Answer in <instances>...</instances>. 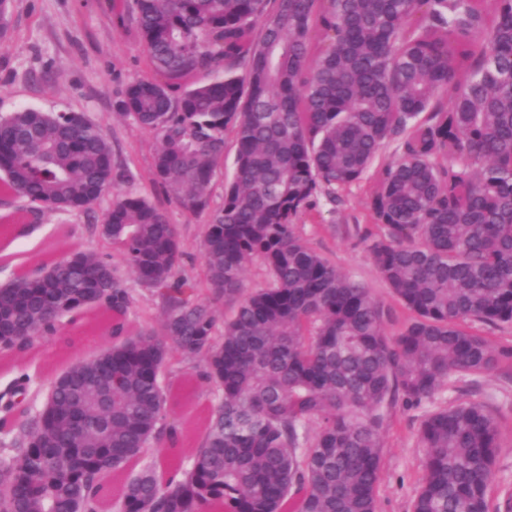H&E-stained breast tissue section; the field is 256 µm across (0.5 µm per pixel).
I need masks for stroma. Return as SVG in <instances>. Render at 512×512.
Here are the masks:
<instances>
[{
  "label": "stroma",
  "instance_id": "35a3bbf8",
  "mask_svg": "<svg viewBox=\"0 0 512 512\" xmlns=\"http://www.w3.org/2000/svg\"><path fill=\"white\" fill-rule=\"evenodd\" d=\"M104 0H17L12 16L13 37L0 47V113L22 107L46 112L70 109L85 112L98 121L112 141L116 155L134 161L137 178L134 193L164 205L183 242L180 266L200 268L207 215L186 211L166 199L150 172L157 146L154 135L136 125L113 119L114 103L125 86L145 74L144 48L112 29ZM375 175L341 192L338 202L318 196L315 207L298 224L300 234L317 252L327 257L352 279L365 284L385 303L393 298L379 276L365 237L374 227L367 201ZM63 219L48 216L32 234L17 233L18 215L0 212V281L15 273L30 272L65 253L89 251L99 246L86 220L76 233L61 238L56 228ZM71 345L38 339L24 363L35 380L67 369L73 362L99 353L109 342L106 312L96 308L67 324ZM169 406L191 438H198L210 409L204 387L174 381ZM445 400L479 402L497 419L500 447L495 470L497 481L512 486V367L461 382L444 394ZM419 411L395 407L382 436V478L378 488L379 512H411V501L421 478V452L416 442Z\"/></svg>",
  "mask_w": 512,
  "mask_h": 512
}]
</instances>
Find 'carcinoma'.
Instances as JSON below:
<instances>
[{
	"label": "carcinoma",
	"mask_w": 512,
	"mask_h": 512,
	"mask_svg": "<svg viewBox=\"0 0 512 512\" xmlns=\"http://www.w3.org/2000/svg\"><path fill=\"white\" fill-rule=\"evenodd\" d=\"M149 76L114 115L156 136L153 181L206 213L202 275H176L166 208L83 112L0 115L3 192L79 218L104 198L105 248L0 286V351L61 335L57 314L104 307L93 361L0 391L10 512H378L382 433L423 409L411 512H490L499 425L450 385L512 365L472 324L512 326V0H105ZM223 203L212 183L228 146ZM391 157L376 164L384 149ZM378 166L368 248L396 306L312 249L297 220ZM263 283L244 286L252 265ZM153 290L136 334L127 275ZM229 301L221 316L216 306ZM398 325L391 333L385 322ZM213 402L189 465L174 448L172 378ZM121 493L105 497L112 473Z\"/></svg>",
	"instance_id": "carcinoma-1"
}]
</instances>
